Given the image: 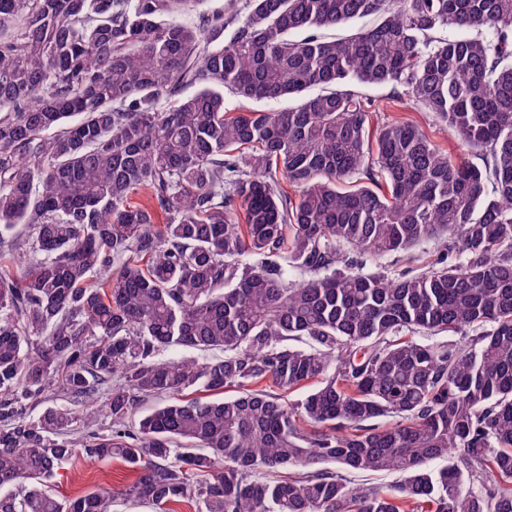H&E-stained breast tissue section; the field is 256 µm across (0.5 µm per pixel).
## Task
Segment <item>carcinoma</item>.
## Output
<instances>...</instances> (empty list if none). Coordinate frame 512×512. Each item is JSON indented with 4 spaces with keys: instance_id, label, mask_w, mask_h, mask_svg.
Here are the masks:
<instances>
[{
    "instance_id": "obj_1",
    "label": "carcinoma",
    "mask_w": 512,
    "mask_h": 512,
    "mask_svg": "<svg viewBox=\"0 0 512 512\" xmlns=\"http://www.w3.org/2000/svg\"><path fill=\"white\" fill-rule=\"evenodd\" d=\"M204 2L0 0V248L28 266L0 270V512H112L54 493L80 452L159 512H512V0ZM363 84L483 167L398 120L370 142ZM226 90L298 104L232 113ZM428 239L448 252L427 270L362 272ZM267 379L318 385L289 404ZM55 389L90 409L29 414ZM280 468L300 473L259 477ZM359 90L371 101L373 108L380 113L381 118L397 119L414 124L434 144L449 150L453 155L460 156L466 161L482 166V162L471 151H462L448 128L436 119L430 112H424L409 101L404 104L396 100V91L392 85L361 86Z\"/></svg>"
}]
</instances>
